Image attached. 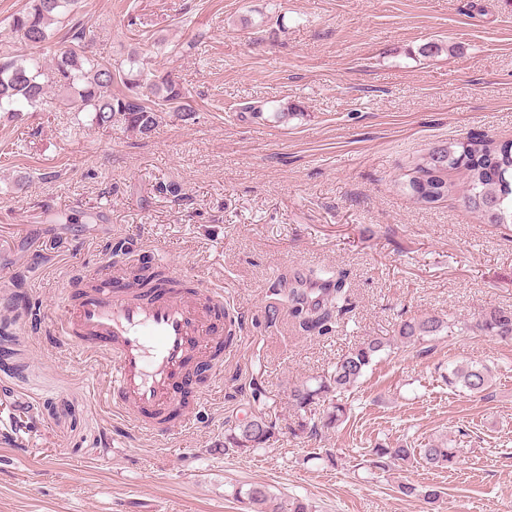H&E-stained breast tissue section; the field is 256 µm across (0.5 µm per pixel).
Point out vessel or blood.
Instances as JSON below:
<instances>
[{
	"instance_id": "b4317fda",
	"label": "vessel or blood",
	"mask_w": 512,
	"mask_h": 512,
	"mask_svg": "<svg viewBox=\"0 0 512 512\" xmlns=\"http://www.w3.org/2000/svg\"><path fill=\"white\" fill-rule=\"evenodd\" d=\"M184 279L172 268L149 290L117 268L90 273L56 322L68 345L108 360L114 415L152 435L175 431L171 409L199 398L192 365L210 362L224 342L223 290L187 288Z\"/></svg>"
}]
</instances>
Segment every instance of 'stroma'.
Masks as SVG:
<instances>
[{
  "label": "stroma",
  "instance_id": "1",
  "mask_svg": "<svg viewBox=\"0 0 512 512\" xmlns=\"http://www.w3.org/2000/svg\"><path fill=\"white\" fill-rule=\"evenodd\" d=\"M80 17L96 53L138 50L197 113L146 135L87 112L0 113V389L28 402L18 419L0 409V512H254V485L267 512L296 498L313 512H512V342L388 347L348 419L315 436L295 435L289 402L403 319L512 310V226L400 187L435 144L512 139V0H82ZM430 42L439 54H423ZM145 261L223 289L239 323L168 436L114 416L105 360L53 330L87 271ZM312 270L345 272L352 304L323 335L288 315V278ZM465 363L491 367L489 393L448 387ZM259 413L271 444L224 450ZM430 439L457 448L454 469L372 463Z\"/></svg>",
  "mask_w": 512,
  "mask_h": 512
}]
</instances>
